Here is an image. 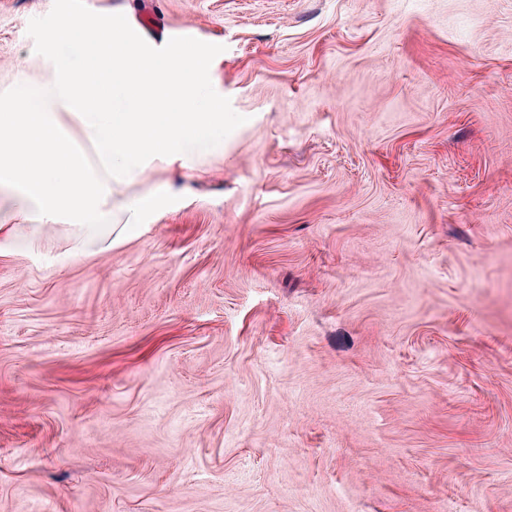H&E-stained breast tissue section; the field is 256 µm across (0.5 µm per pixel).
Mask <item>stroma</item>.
<instances>
[{
	"label": "stroma",
	"mask_w": 512,
	"mask_h": 512,
	"mask_svg": "<svg viewBox=\"0 0 512 512\" xmlns=\"http://www.w3.org/2000/svg\"><path fill=\"white\" fill-rule=\"evenodd\" d=\"M192 41L224 150L133 239L0 240V512H512V0H0Z\"/></svg>",
	"instance_id": "stroma-1"
}]
</instances>
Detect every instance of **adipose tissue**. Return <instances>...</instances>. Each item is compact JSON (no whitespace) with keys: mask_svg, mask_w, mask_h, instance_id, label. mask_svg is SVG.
Listing matches in <instances>:
<instances>
[{"mask_svg":"<svg viewBox=\"0 0 512 512\" xmlns=\"http://www.w3.org/2000/svg\"><path fill=\"white\" fill-rule=\"evenodd\" d=\"M88 28L84 59L73 62L66 50ZM45 41L50 74L38 101L22 82L14 104L0 109V182L33 204L40 221L0 224V238L21 237L33 248L64 222L82 253L88 230L106 226L129 238L167 205V194L142 185L151 160L183 166L220 148L224 99L205 95L208 62L195 45L143 40L126 7L107 24L86 7L55 24ZM67 117L87 148L63 136Z\"/></svg>","mask_w":512,"mask_h":512,"instance_id":"ef3b65f1","label":"adipose tissue"}]
</instances>
